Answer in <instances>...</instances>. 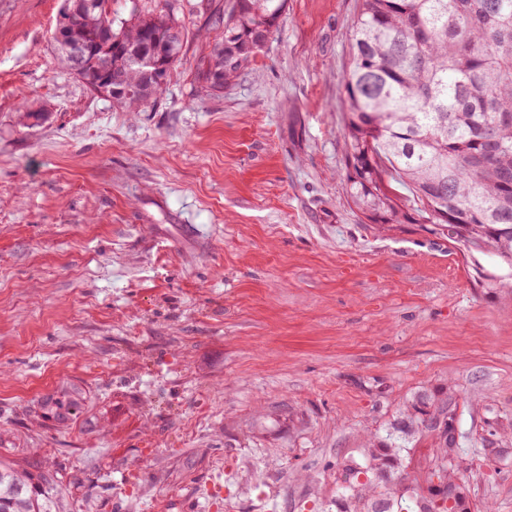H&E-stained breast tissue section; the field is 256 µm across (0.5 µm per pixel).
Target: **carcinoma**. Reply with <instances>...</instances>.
<instances>
[{"instance_id": "obj_1", "label": "carcinoma", "mask_w": 512, "mask_h": 512, "mask_svg": "<svg viewBox=\"0 0 512 512\" xmlns=\"http://www.w3.org/2000/svg\"><path fill=\"white\" fill-rule=\"evenodd\" d=\"M54 46L72 69L65 44L95 49L74 77L94 95L136 109L155 99L184 41L165 56L146 55L161 28L183 29L169 0L115 26L110 0H63ZM287 0H224L222 37L199 65L211 95L224 92L276 30ZM343 75V180L358 209L372 208L382 224L419 215L448 228L467 249L488 248L512 267V0H361ZM407 186L408 199L397 186ZM454 420L459 400H417L414 433L431 434L440 453L402 463L400 449L369 450L378 467L342 461L338 512H471L467 496L409 492L434 481L455 485L463 470L459 434L426 423L422 409ZM0 512H63L55 480L0 460Z\"/></svg>"}]
</instances>
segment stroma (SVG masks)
I'll return each instance as SVG.
<instances>
[{
  "label": "stroma",
  "instance_id": "1",
  "mask_svg": "<svg viewBox=\"0 0 512 512\" xmlns=\"http://www.w3.org/2000/svg\"><path fill=\"white\" fill-rule=\"evenodd\" d=\"M221 4L178 0L166 90L125 112L58 57L60 0H0V457L67 512H336L337 459L453 394L466 493L512 512V270L366 223L339 177L360 0H287L210 96Z\"/></svg>",
  "mask_w": 512,
  "mask_h": 512
}]
</instances>
